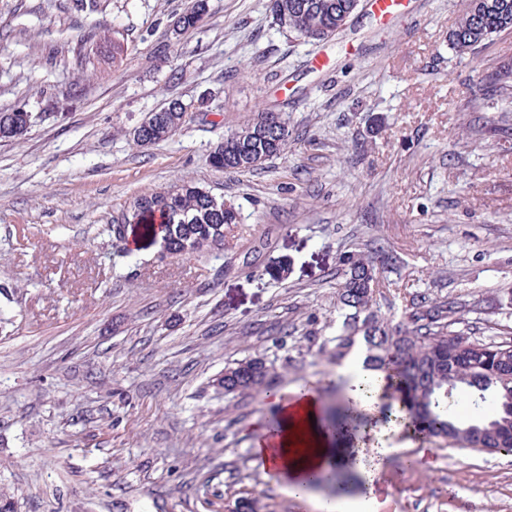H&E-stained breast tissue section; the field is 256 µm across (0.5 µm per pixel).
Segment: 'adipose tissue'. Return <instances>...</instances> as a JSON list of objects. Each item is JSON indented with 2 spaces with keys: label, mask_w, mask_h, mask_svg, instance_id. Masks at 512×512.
I'll use <instances>...</instances> for the list:
<instances>
[{
  "label": "adipose tissue",
  "mask_w": 512,
  "mask_h": 512,
  "mask_svg": "<svg viewBox=\"0 0 512 512\" xmlns=\"http://www.w3.org/2000/svg\"><path fill=\"white\" fill-rule=\"evenodd\" d=\"M338 376L348 382V396L360 412H373L383 394V373L366 367L363 350L355 352L338 368ZM279 406L281 431L277 441L260 438L254 448L274 482L283 484L291 496L307 500L315 512H325L327 500L313 496L309 477L313 472H329L354 460L367 483H374L383 460L398 453V446L388 444L384 437L367 448L356 449L353 455L339 453L328 447L329 434L323 424H312L309 416L316 413L318 393L314 388L296 389L291 399L274 396Z\"/></svg>",
  "instance_id": "obj_1"
}]
</instances>
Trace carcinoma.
I'll return each mask as SVG.
<instances>
[{"mask_svg": "<svg viewBox=\"0 0 512 512\" xmlns=\"http://www.w3.org/2000/svg\"><path fill=\"white\" fill-rule=\"evenodd\" d=\"M276 19L309 41H322L343 28L357 10V0H270ZM208 11L207 0L193 5L176 22L174 36L197 27ZM512 30V0H467L449 33L460 54L473 52L493 36ZM183 106L176 99L148 113L132 133L135 143L156 144L174 136L183 126ZM267 124V137L245 139L254 125L250 119L224 133V140L211 152L214 168L224 172L255 169L280 155L290 137L288 122L279 112L257 113ZM31 115L22 110L0 112V139L25 135ZM149 214L162 224L165 247L173 255H193L224 250V239L235 224L234 206L217 200L205 189L189 183L134 199L126 223ZM345 280L336 291V336L329 351L340 364L356 344L366 351V364L385 374L400 421L428 439L459 448H493L512 452V381L503 372L512 369V341L477 336L459 329L460 303L453 298L433 301L424 296L412 300L406 319L384 318L374 302V286L390 258L377 255L348 256ZM465 342L467 369L458 374L455 341ZM272 363L261 356L246 358L224 370L228 394L268 393L274 382ZM474 406L488 403L495 408L487 418L460 425L456 407L462 400Z\"/></svg>", "mask_w": 512, "mask_h": 512, "instance_id": "carcinoma-1", "label": "carcinoma"}]
</instances>
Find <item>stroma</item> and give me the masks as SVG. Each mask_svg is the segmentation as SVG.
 I'll return each mask as SVG.
<instances>
[{
	"label": "stroma",
	"instance_id": "35a3bbf8",
	"mask_svg": "<svg viewBox=\"0 0 512 512\" xmlns=\"http://www.w3.org/2000/svg\"><path fill=\"white\" fill-rule=\"evenodd\" d=\"M191 4L0 0V112L31 116L0 140V512H228L254 496L314 512L253 452L266 396L214 381L261 356L276 391L314 387L340 419L321 347L342 256H391L384 317L457 297L463 327H512V88L493 81L512 30L460 55L448 32L465 0H407L309 43L269 0H209L172 37ZM171 99L191 106L183 127L135 145ZM261 111L287 116L285 151L216 170L217 141ZM182 182L238 209L223 256L111 232L136 197ZM394 439L373 487L387 512H512V454ZM207 2V0L193 1V5L190 10L179 17L178 21L176 22V29L173 30V35L175 38H177L183 31L196 28L203 21L200 20V15H206L208 11Z\"/></svg>",
	"mask_w": 512,
	"mask_h": 512
}]
</instances>
